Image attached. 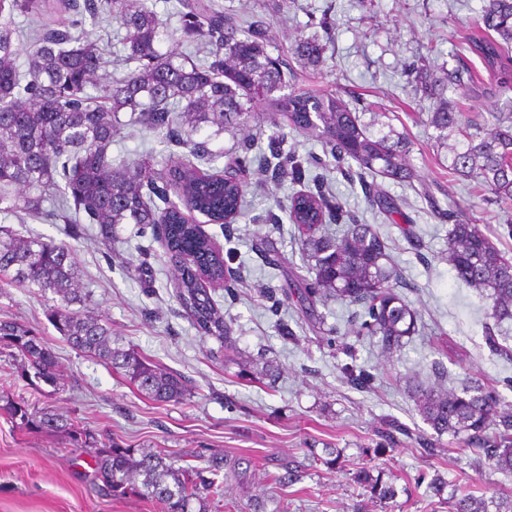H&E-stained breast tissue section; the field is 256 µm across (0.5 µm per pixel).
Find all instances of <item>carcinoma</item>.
<instances>
[{
    "instance_id": "1",
    "label": "carcinoma",
    "mask_w": 512,
    "mask_h": 512,
    "mask_svg": "<svg viewBox=\"0 0 512 512\" xmlns=\"http://www.w3.org/2000/svg\"><path fill=\"white\" fill-rule=\"evenodd\" d=\"M34 0H0V213L44 212L47 201L63 213H85L101 231L114 224H163L171 260L178 268V299L199 331L224 336V318L214 311L205 284L224 282V258L184 210L198 211L214 222L240 214L246 184L229 172L201 174L186 159L173 156L143 160L135 166L114 163L108 156L112 141L130 125L148 131H178L187 136L176 143L190 155L215 161L223 157L191 135L205 127L218 136L239 130L254 105L285 87L282 63L266 51V30L247 32L223 13L204 12L198 3L183 4L182 33L158 19L150 0H88L90 17L118 21L126 30L128 58L137 66L121 78L98 81L102 56L87 38L67 30L45 29L27 55L26 68L17 64L14 46L15 12L27 11ZM481 20L488 35L466 42L494 83L477 82L464 64L448 71L447 87L471 96L512 92V0H485ZM211 43L217 66L180 58L172 49L177 36ZM297 53L313 63L322 47L309 40ZM96 89V95L88 92ZM276 111L298 132L324 140L332 150L370 173L404 181L411 177L408 143L389 130L377 135L360 123L334 95L289 94L275 99ZM430 124L455 136L448 169L480 180L496 200L512 203V117L501 111L473 122L460 109L436 108ZM265 163L276 175L299 180L303 166H287L282 141L269 143ZM180 188L171 200L157 181ZM332 201L322 194H298L289 219L301 233L306 273L297 286L299 298L314 308L321 290H330L349 304L367 306L364 328L379 335L388 348L415 329L414 314L394 291L400 274L388 263L381 236L370 224H351L340 236L319 232ZM448 261L456 277L492 301L491 317L512 320V258L478 228L463 219L450 231ZM79 269L63 242L20 237L0 228V291L9 286L36 288L58 297L52 311L56 330L77 351L99 359L121 374L142 394L160 402L188 394L181 378L159 368L132 348L112 345V330L84 309L86 295L77 287ZM0 342L11 348L21 376L59 391L64 375L51 349L28 327L0 320ZM419 411L433 429L448 433L480 459L504 472L512 471V402L480 381L465 383L458 392L420 388ZM26 427L68 429L67 421L26 405L9 406ZM102 490L123 493L140 481L139 493L164 505L165 512H193L203 504L214 481L193 467L176 468L166 457L112 445L96 452ZM494 510H489V507ZM454 512H512L511 499L463 493Z\"/></svg>"
}]
</instances>
